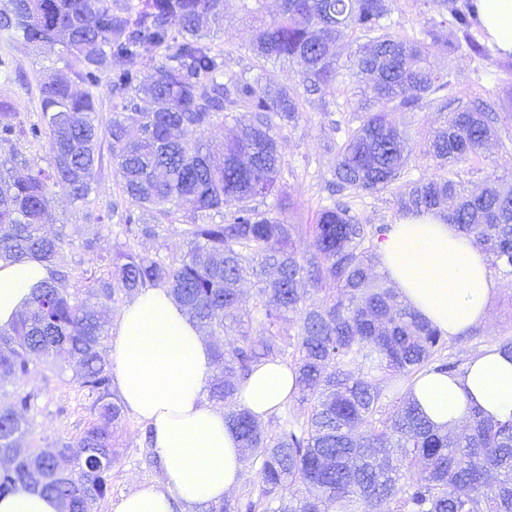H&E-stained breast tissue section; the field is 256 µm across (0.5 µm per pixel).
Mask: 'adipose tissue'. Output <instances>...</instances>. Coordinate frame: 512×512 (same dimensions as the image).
<instances>
[{"instance_id": "ef3b65f1", "label": "adipose tissue", "mask_w": 512, "mask_h": 512, "mask_svg": "<svg viewBox=\"0 0 512 512\" xmlns=\"http://www.w3.org/2000/svg\"><path fill=\"white\" fill-rule=\"evenodd\" d=\"M478 22L494 51L512 57V0H477ZM382 269L404 300L444 333L457 336L481 323L495 280L486 256L435 212L403 218L379 245ZM48 277L38 260H0V328L10 327ZM113 381L125 408L152 430L161 469L111 505V512H196L224 500L238 484L243 452L222 408L207 405L213 348L163 288L141 291L123 306L111 351ZM295 374L281 360L260 364L238 403L259 420L290 399ZM412 396L428 418L451 429L471 407L512 419V354L490 347L464 374L421 371Z\"/></svg>"}]
</instances>
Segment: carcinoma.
<instances>
[{
  "mask_svg": "<svg viewBox=\"0 0 512 512\" xmlns=\"http://www.w3.org/2000/svg\"><path fill=\"white\" fill-rule=\"evenodd\" d=\"M449 19L413 38L387 32L386 0H0V29L32 45L59 42L65 66L40 88L41 117L17 120L0 97V258L38 259L50 280L8 328L0 329V385L30 375L37 361L59 358L74 367L93 419L76 440L35 452L25 414L39 393L16 390L0 409V495L19 486L58 499L61 512H95L110 490L117 452L112 428L124 417L102 352L111 305L146 288H165L213 344L207 401L224 408L243 448L258 466L261 495L224 499L205 512H512V421L473 411L462 428L442 430L402 390L425 369L459 374L466 362L445 354L447 335L423 318L377 271V243L390 224H361L339 203L322 207L317 223L290 224L282 208L262 210L281 173L278 133L302 118L295 89L273 76L231 69L213 43L224 14L250 19L259 61L304 64L301 84L318 93L341 76L333 52L347 29L368 38L350 53L348 77L360 83V124L336 151L331 193L376 192L400 176L412 149L388 108L413 112L443 100L448 81L427 61L428 43L450 54L483 47L470 35L474 4L441 0ZM152 74L143 77L146 61ZM108 77L120 112L101 124L95 90ZM234 123L220 154L205 133ZM488 105L453 112L424 146L438 167L478 157L493 136ZM196 133L193 139L185 132ZM108 138L114 176L130 206L109 203L90 212L81 247L96 269L76 273L65 259V233L45 232L47 198L56 189L86 203L96 190L100 144ZM46 140L47 166L22 156L16 142ZM406 213L436 211L484 253L489 266L512 270V185L491 180L479 194L442 174L421 177L398 201ZM119 216L123 242L97 249ZM222 221H215V217ZM180 221L178 257L137 251L164 225ZM311 233L300 254L294 238ZM254 278L253 304L239 307L241 273ZM81 278L71 293L64 289ZM293 325L294 332L282 324ZM256 323L264 335L243 331ZM288 362L305 411L288 408L269 434L249 410L226 407L265 360Z\"/></svg>",
  "mask_w": 512,
  "mask_h": 512,
  "instance_id": "cac0c4a2",
  "label": "carcinoma"
}]
</instances>
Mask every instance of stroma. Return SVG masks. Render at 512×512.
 <instances>
[{
  "instance_id": "1",
  "label": "stroma",
  "mask_w": 512,
  "mask_h": 512,
  "mask_svg": "<svg viewBox=\"0 0 512 512\" xmlns=\"http://www.w3.org/2000/svg\"><path fill=\"white\" fill-rule=\"evenodd\" d=\"M387 4V22L391 32L399 37L418 33L435 15L427 0H387ZM251 39L249 22L231 13L225 15L223 28L214 35L215 44L224 50L227 64L234 68L254 65L249 50ZM63 56L62 46L35 47L14 32L0 30V58L11 61L20 74L19 80L0 82V96L11 98L20 119L27 122L39 119V84L54 70L63 68ZM428 60L448 76V109L443 112L430 105L416 112L389 110V119L407 133L413 153L389 188L344 195V203L360 223L395 224L401 220L397 205L399 193L408 182L437 172L434 162L422 152L433 129L446 119L448 110L482 99L494 103L498 116L496 135L478 158L456 166V178L472 192L480 191L488 180L497 177L512 183V58L491 51L479 55L468 50L450 56L434 48ZM351 100L350 86L341 79L320 93H302V118L278 135L284 166L264 203L273 206L286 202L285 214L291 223H314L317 212L327 203L325 185L332 178L335 146L356 125ZM108 201L118 202L123 208L128 205L127 199L119 194L111 154L106 151L97 175V190L89 204ZM89 204L71 202L59 191L49 197L52 222L47 230L64 231L69 241L65 258L79 270L88 265L81 241L88 230ZM493 277L497 289L488 303V317L479 325L481 333L463 344L464 350L472 355L496 344L499 337L512 336V273L497 271ZM18 389H32L41 394L37 410L30 415L32 433L26 440L27 447L43 448L61 438L75 441L91 418V402L79 389L67 364L49 359L38 362L36 370L27 378L0 388V406L9 402L13 391ZM143 428V423L129 414L115 428L118 460L112 467L111 490L99 502L97 512H110L112 502L136 485L158 479L159 468L141 437Z\"/></svg>"
}]
</instances>
